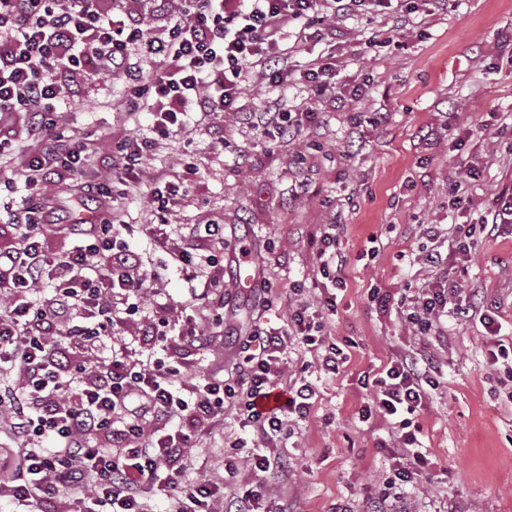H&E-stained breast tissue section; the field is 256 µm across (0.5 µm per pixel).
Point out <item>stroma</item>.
<instances>
[{"mask_svg":"<svg viewBox=\"0 0 512 512\" xmlns=\"http://www.w3.org/2000/svg\"><path fill=\"white\" fill-rule=\"evenodd\" d=\"M342 21H325L321 38L301 41L286 61L292 72L328 59L336 64V94L314 104L300 87L272 84L243 90L245 112H303L316 107L317 123L285 136L262 134L242 115L206 117L193 131L154 141L146 171L166 170L183 180L187 197L165 216L171 239L193 255L213 258V286L167 264L165 248L138 230L155 209L147 179L127 184L117 203L126 223L121 238L143 267L162 278L148 291L144 310L114 326L115 338L145 353L140 334L148 320H165L169 342L184 324L210 334L209 345H181L169 364L174 382L231 366L233 335L249 324L256 292L235 280L236 254L249 244L258 276L277 281L284 323L289 301L316 300L336 291V314L326 333L347 361L337 376L320 372L316 354H288V379L306 378L317 395L306 419L292 423L279 450L290 462L283 483L263 490L268 505L287 497L291 512H331L347 504L360 512L367 490L386 477V426L368 431L358 414L373 397L370 385L397 350H424L438 363L439 386L414 421L429 465L418 485L405 487L415 512H512V390L492 364L491 341L479 322L449 321L443 336L419 341L396 301L429 279L417 264L418 227L477 223L485 202L512 184V0H446L433 8L408 0ZM362 97H354V87ZM119 79L93 73L72 82L57 106L66 134L98 156L114 141L139 137L150 116L126 121L113 111L127 97ZM470 122L459 148L448 129ZM488 158L480 179L463 182L466 213L448 206V174L477 155ZM340 223L347 258L345 285L319 274L311 241L318 225ZM220 224L223 241L190 236L192 224ZM448 279L512 324V223L481 235L469 260L448 257ZM254 437L226 409L224 426L200 433L185 482L224 472V450H254Z\"/></svg>","mask_w":512,"mask_h":512,"instance_id":"stroma-1","label":"stroma"}]
</instances>
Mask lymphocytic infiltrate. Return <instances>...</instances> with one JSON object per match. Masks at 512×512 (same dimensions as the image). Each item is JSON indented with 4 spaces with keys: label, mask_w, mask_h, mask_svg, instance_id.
<instances>
[{
    "label": "lymphocytic infiltrate",
    "mask_w": 512,
    "mask_h": 512,
    "mask_svg": "<svg viewBox=\"0 0 512 512\" xmlns=\"http://www.w3.org/2000/svg\"><path fill=\"white\" fill-rule=\"evenodd\" d=\"M393 0H184L174 11L170 0H151L165 34L151 37L140 20L113 0H0V116L21 114L40 139L20 165L0 140V173L15 168L30 190L25 205L0 215V232L16 245L0 251V288L12 302L0 308V430L22 441L19 473L7 491L19 512L34 504L57 512L65 495L71 512H150L145 485H175L192 464L196 436L223 420L225 406L239 412L242 427L261 442L246 460L224 457L225 479H206L173 497L171 512H257L253 490L237 486L245 475L265 486L287 468L275 447L291 417H306L316 391L311 383L288 387L284 405L267 412L257 405L279 385H287L284 356L301 348L319 354L324 375L339 374L341 349L327 343L323 315L335 312L333 296L321 308L289 303L280 326L254 321L241 336L231 373L211 372L173 386L163 358L133 360L124 348H110L99 364L72 358L59 336L81 348L104 344L116 318L115 294L128 296L127 315L140 311L146 280L141 258L120 240L108 217L112 188L92 178L98 164L82 142L55 129L52 106L66 84L87 69L124 80L131 94L127 117L152 116L149 136L118 141L112 165L125 181L139 179L153 137L188 132L191 113L230 112L243 86L260 81L286 83L291 70L279 67L286 40L299 21L347 18L363 8H391ZM79 175L74 190L84 211L97 221L90 228L69 225L75 244L50 253L45 215L53 199L41 187L55 168ZM433 247L421 257L433 271L412 295L398 298L419 340L440 336L444 322L479 319L490 337L502 324L478 314L458 286L440 277L448 261L437 225L419 227ZM81 321H74V312ZM432 360L401 350L392 354L374 381V399L359 412L361 421L388 425L394 448L384 488L367 500L365 512H411L399 488L418 483L427 457L412 426L433 385ZM53 447H44V440Z\"/></svg>",
    "instance_id": "obj_1"
}]
</instances>
